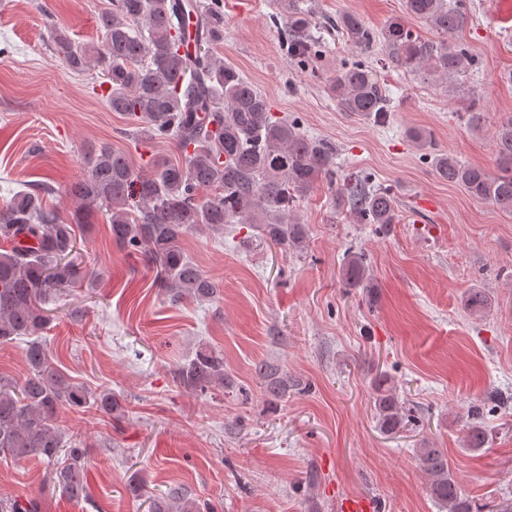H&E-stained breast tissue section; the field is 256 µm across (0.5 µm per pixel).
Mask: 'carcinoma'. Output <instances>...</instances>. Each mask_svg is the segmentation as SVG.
Wrapping results in <instances>:
<instances>
[{
    "instance_id": "cac0c4a2",
    "label": "carcinoma",
    "mask_w": 512,
    "mask_h": 512,
    "mask_svg": "<svg viewBox=\"0 0 512 512\" xmlns=\"http://www.w3.org/2000/svg\"><path fill=\"white\" fill-rule=\"evenodd\" d=\"M405 10L431 26L437 39L423 40L399 20L376 33L353 12L342 14L336 25L364 51L382 42L390 63L427 84L446 87L467 72L472 58L452 42L465 21L460 0H405ZM192 22L201 39L193 63L184 54ZM310 25L307 10L290 0L282 34L291 55L313 66L317 54ZM98 26L104 42L96 53L75 45L60 28L50 33L54 51L74 73L101 69L109 84V108L139 119L146 137L176 140L185 150V161L141 175L122 154L101 146L86 153L82 179L58 188L32 184L0 206V238L10 242L0 249V344L27 339L28 368L21 383L0 375V454L51 465L49 482L76 501L88 499L85 441L63 432L60 413L93 407L118 421L126 409L112 391L95 393L72 381L42 340L50 322L44 308L47 291L98 278L95 270L76 261L74 224L61 218L49 197H68L83 211L106 209L112 240L128 256L156 269L171 301L203 302L217 295L218 284L186 256L184 236L200 226L220 231L226 224H253L262 240L300 252L306 230L292 218L297 199L319 180L337 174L331 145L274 116L266 96L235 66L211 53V46L224 41L222 0H112V8L99 15ZM333 91L346 112L376 119L387 111L376 74L361 60L336 73ZM492 139L496 174L446 154L434 155L432 167L441 180L460 186L471 198L512 214V116L500 122ZM344 182L347 202L361 223L382 230L395 223L396 198L389 189L353 174ZM207 188L217 193L203 200L199 192ZM341 276L346 287L360 288L375 300L377 286L364 254L347 253ZM464 306L473 314L483 313L489 296L482 288H471ZM254 369L273 401L300 385L269 361L256 363ZM174 376L192 392L233 386L224 372V355L205 343L198 344ZM374 388L378 427L392 434L410 415L386 375L374 379ZM487 443L486 431L469 424L466 447ZM418 461L429 478L431 496L448 512H484L462 494L441 449H418ZM41 509L36 496L0 497V512ZM151 512H201V504L184 489L170 487L152 501Z\"/></svg>"
}]
</instances>
